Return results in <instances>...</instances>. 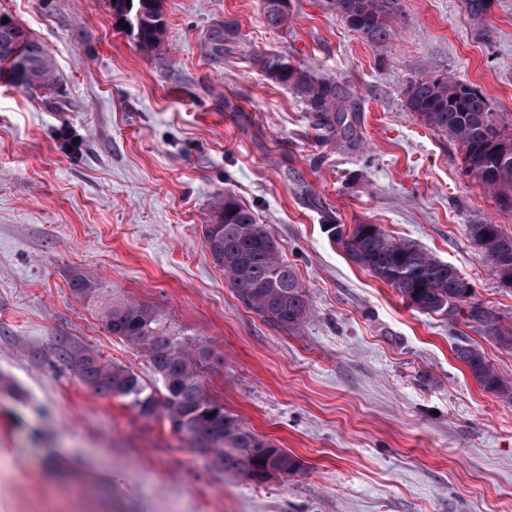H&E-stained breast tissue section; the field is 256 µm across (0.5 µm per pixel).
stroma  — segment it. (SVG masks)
Wrapping results in <instances>:
<instances>
[{
    "label": "stroma",
    "instance_id": "stroma-1",
    "mask_svg": "<svg viewBox=\"0 0 512 512\" xmlns=\"http://www.w3.org/2000/svg\"><path fill=\"white\" fill-rule=\"evenodd\" d=\"M374 48L330 0H164V54L147 57L110 0H0L50 53L59 109L0 85V512H512V401L453 349L506 350L464 312H424L356 265L324 226L379 225L454 265L512 322V291L469 227L512 233L465 175L457 145L405 107L416 78L448 73L512 121V0L487 21L463 0H400ZM234 21L230 51L202 47ZM353 93L351 137H321L260 52ZM249 207L307 293L296 331L264 323L229 288L203 230L224 194ZM97 288L76 296L75 275ZM133 300L198 346L206 391L299 463L259 481L216 470L167 421L96 395L67 356L83 347L162 384L143 349L110 334ZM260 2L265 22L275 29L283 26L288 14V0H261Z\"/></svg>",
    "mask_w": 512,
    "mask_h": 512
}]
</instances>
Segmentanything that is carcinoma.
Masks as SVG:
<instances>
[{"instance_id":"obj_1","label":"carcinoma","mask_w":512,"mask_h":512,"mask_svg":"<svg viewBox=\"0 0 512 512\" xmlns=\"http://www.w3.org/2000/svg\"><path fill=\"white\" fill-rule=\"evenodd\" d=\"M346 23L372 45L393 34L398 0H333ZM467 15L484 21L491 0H465ZM115 19L148 56L162 54L166 20L163 0H116ZM265 22L278 29L286 21L288 0H261ZM236 32L226 21L210 30L206 49L224 53V41ZM255 63L271 81L292 90L327 138L352 131L354 111L345 88L331 76H317L288 62L278 52H261ZM49 108H58V82L48 51L9 14L0 13V80ZM406 107L427 128L448 136L461 151L464 173L512 209V124L501 122L477 87L446 74L415 80L407 88ZM213 223L205 225V248L237 298L263 322L293 331L308 313L307 294L294 269L254 212L231 194L217 202ZM469 236L499 284L512 290V234L493 222L472 224ZM350 258L387 283L403 300L425 312L454 314L465 305L466 318L500 347L512 349V326L494 309L472 300L473 289L446 261L417 245L396 240L376 224H357L340 239ZM112 335L145 349L164 393L146 385L133 369L104 361L95 350L81 348L70 356L82 383L101 397L117 398L138 417L165 419L194 448L213 454V465L226 472L261 480L293 473L297 461L273 442L246 427L224 404L211 397L198 374L194 350L155 310L134 301L113 303L104 312ZM456 358L489 393L512 400V383L504 380L477 346L463 343Z\"/></svg>"}]
</instances>
